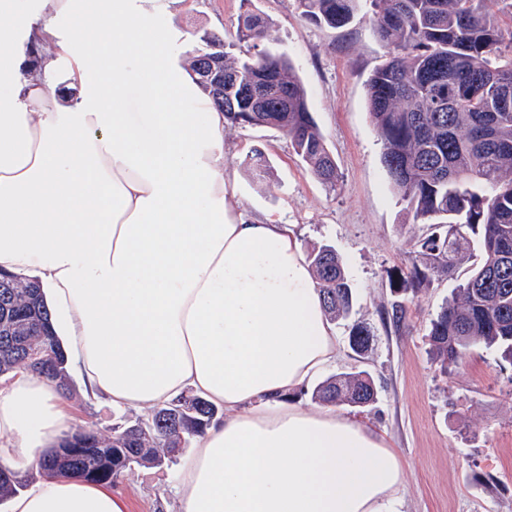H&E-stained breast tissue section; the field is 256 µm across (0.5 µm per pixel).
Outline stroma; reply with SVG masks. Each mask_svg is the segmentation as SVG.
Returning <instances> with one entry per match:
<instances>
[{
  "label": "stroma",
  "mask_w": 512,
  "mask_h": 512,
  "mask_svg": "<svg viewBox=\"0 0 512 512\" xmlns=\"http://www.w3.org/2000/svg\"><path fill=\"white\" fill-rule=\"evenodd\" d=\"M158 4L159 22H173L185 32L190 51L207 32L232 39L239 13L258 8L305 84L310 110L338 166L336 189L314 176L280 130L229 126L224 145L238 173L234 194L248 215L271 213L295 225L303 249L328 243L341 256L355 300L349 317L334 323L340 357L327 372L364 371L374 380L376 404L347 413L393 438L404 463L401 512H512V364L478 346L446 374L432 363L427 341L431 320L479 262V249L471 248L453 276L432 274L417 294L392 288L433 228L413 220L392 186L368 112L366 80L386 60L387 46L367 19L326 28L306 18L297 0ZM256 148L270 163L261 179L241 164ZM398 301L407 309L399 324L392 318ZM358 322L374 332L373 350L363 357L348 343L349 329ZM70 384L75 426L106 431L140 416L85 396L78 375H71ZM180 467L177 461L160 469L138 467L112 487L127 496L131 512H177Z\"/></svg>",
  "instance_id": "obj_1"
}]
</instances>
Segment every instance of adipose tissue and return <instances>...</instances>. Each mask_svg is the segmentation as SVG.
Instances as JSON below:
<instances>
[{"instance_id": "obj_1", "label": "adipose tissue", "mask_w": 512, "mask_h": 512, "mask_svg": "<svg viewBox=\"0 0 512 512\" xmlns=\"http://www.w3.org/2000/svg\"><path fill=\"white\" fill-rule=\"evenodd\" d=\"M154 15L155 0H0V270L40 282L86 393L224 409L179 470L178 512H400L384 431L285 401L336 362V331L294 225L235 203L224 114ZM73 419L55 382L16 370L0 467L38 471ZM9 512L129 503L41 473Z\"/></svg>"}]
</instances>
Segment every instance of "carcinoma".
<instances>
[{
    "label": "carcinoma",
    "instance_id": "cac0c4a2",
    "mask_svg": "<svg viewBox=\"0 0 512 512\" xmlns=\"http://www.w3.org/2000/svg\"><path fill=\"white\" fill-rule=\"evenodd\" d=\"M304 16L336 29L365 10L389 57L366 81L368 112L383 146L388 178L414 220L436 228L411 258L396 285L423 287L428 272L453 274L469 235L477 236L481 262L431 321L428 342L441 370L457 367L477 345L496 348L512 364V0H298ZM271 23L247 8L237 17L236 42L205 33L188 61L197 82L231 125L274 127L328 188L336 164L309 108L306 88L289 57L272 46ZM224 46L213 51L211 45ZM224 69V93L203 76ZM256 176L264 154L243 160ZM329 318H345L352 286L333 246L307 253ZM371 327L354 324L348 342L358 355L372 351ZM41 351L53 364L46 378L70 393L69 359L55 336L40 285L0 277V377L29 366ZM377 389L364 371L334 374L312 396L324 405L369 408ZM218 408L197 394L154 407L148 417L103 433L78 428L64 434L41 468L61 476L112 482L136 467L167 465L202 435ZM29 476L0 468V502L26 486Z\"/></svg>",
    "mask_w": 512,
    "mask_h": 512
}]
</instances>
